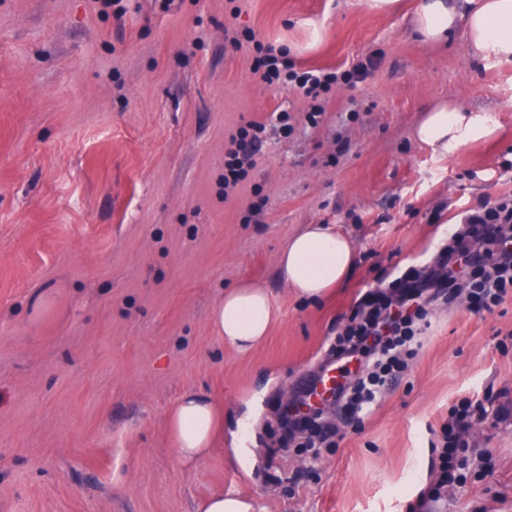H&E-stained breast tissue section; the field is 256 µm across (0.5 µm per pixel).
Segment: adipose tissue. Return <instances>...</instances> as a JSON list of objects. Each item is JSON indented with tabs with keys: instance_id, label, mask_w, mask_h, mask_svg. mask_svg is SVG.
<instances>
[{
	"instance_id": "1",
	"label": "adipose tissue",
	"mask_w": 512,
	"mask_h": 512,
	"mask_svg": "<svg viewBox=\"0 0 512 512\" xmlns=\"http://www.w3.org/2000/svg\"><path fill=\"white\" fill-rule=\"evenodd\" d=\"M411 23L424 42H443L449 32L461 28L482 60L512 58V0H464L460 5L455 0H420ZM497 127L491 113L443 101L425 112L415 136L431 153L445 156L458 146L493 136ZM353 264L354 248L347 236L326 224H309L281 251L277 273L298 295L317 299L337 287ZM275 319L269 292L252 284L225 290L211 313L218 336L242 354L267 337ZM168 422L180 457L191 463L211 450L224 414L212 399L190 393Z\"/></svg>"
}]
</instances>
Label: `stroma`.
Wrapping results in <instances>:
<instances>
[{
  "label": "stroma",
  "instance_id": "stroma-1",
  "mask_svg": "<svg viewBox=\"0 0 512 512\" xmlns=\"http://www.w3.org/2000/svg\"><path fill=\"white\" fill-rule=\"evenodd\" d=\"M362 0H0V512H512V296L430 311L372 411L340 419L296 467L280 387L321 374L363 295L394 292L448 245L462 213L512 193V61L477 60ZM332 82L318 99L256 71L264 48ZM500 130L451 155L413 129L431 105ZM263 124L256 165L224 185L230 142ZM307 224L355 264L319 302L279 283ZM244 281L277 320L247 354L210 314ZM224 410L213 449L180 458L188 393ZM479 405L437 484L453 410ZM199 510L200 512H254L255 507L244 496H224V493H217L206 499Z\"/></svg>",
  "mask_w": 512,
  "mask_h": 512
}]
</instances>
